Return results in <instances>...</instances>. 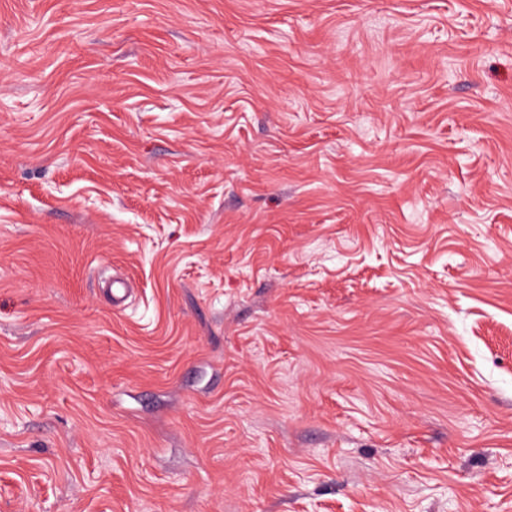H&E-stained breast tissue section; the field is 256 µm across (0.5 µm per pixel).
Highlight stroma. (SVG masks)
<instances>
[{"label": "stroma", "instance_id": "stroma-1", "mask_svg": "<svg viewBox=\"0 0 512 512\" xmlns=\"http://www.w3.org/2000/svg\"><path fill=\"white\" fill-rule=\"evenodd\" d=\"M0 512H512V0H0Z\"/></svg>", "mask_w": 512, "mask_h": 512}]
</instances>
